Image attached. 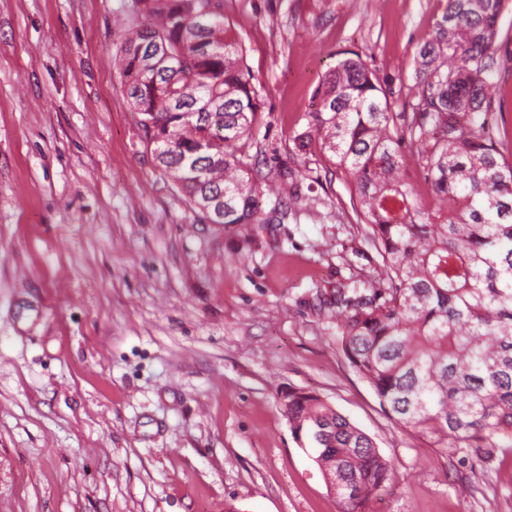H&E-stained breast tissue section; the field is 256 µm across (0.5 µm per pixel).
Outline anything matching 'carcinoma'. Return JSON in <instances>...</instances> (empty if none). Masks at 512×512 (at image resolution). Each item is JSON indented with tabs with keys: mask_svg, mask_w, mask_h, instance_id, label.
<instances>
[{
	"mask_svg": "<svg viewBox=\"0 0 512 512\" xmlns=\"http://www.w3.org/2000/svg\"><path fill=\"white\" fill-rule=\"evenodd\" d=\"M511 4L446 0L414 58L408 116L360 54L340 53L296 137L354 186L382 258L369 287L336 289L345 356L395 421L487 464L512 450V164L498 160L489 125ZM117 67L158 167L189 202L219 193L221 223H258L267 176L237 144L262 106L222 0H134ZM405 145L438 208L400 178ZM281 406L340 512H371L394 475L373 440L314 393L290 389Z\"/></svg>",
	"mask_w": 512,
	"mask_h": 512,
	"instance_id": "carcinoma-1",
	"label": "carcinoma"
}]
</instances>
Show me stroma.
Wrapping results in <instances>:
<instances>
[{
  "label": "stroma",
  "instance_id": "1",
  "mask_svg": "<svg viewBox=\"0 0 512 512\" xmlns=\"http://www.w3.org/2000/svg\"><path fill=\"white\" fill-rule=\"evenodd\" d=\"M444 0H224L262 103L238 145L282 207L202 219L156 165L115 65L132 0H0V506L339 512L282 391L320 396L396 468L376 512H512V452L461 459L386 414L336 340L373 279L351 186L294 138L337 52L392 109ZM494 134L512 162V11ZM291 169L281 180V168Z\"/></svg>",
  "mask_w": 512,
  "mask_h": 512
}]
</instances>
